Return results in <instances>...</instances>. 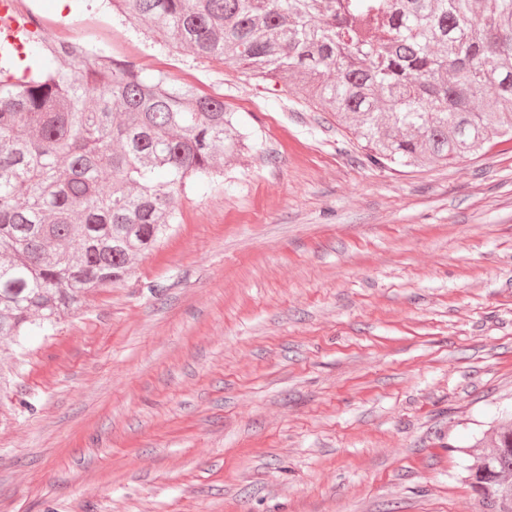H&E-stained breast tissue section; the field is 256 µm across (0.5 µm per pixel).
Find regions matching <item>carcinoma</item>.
<instances>
[{"mask_svg": "<svg viewBox=\"0 0 512 512\" xmlns=\"http://www.w3.org/2000/svg\"><path fill=\"white\" fill-rule=\"evenodd\" d=\"M111 2L195 57L294 83L376 165L512 137V0ZM26 49L27 74L0 69V337L13 338L125 282L186 185L253 147L221 97L75 43L31 35ZM464 472L475 512H512V421Z\"/></svg>", "mask_w": 512, "mask_h": 512, "instance_id": "cac0c4a2", "label": "carcinoma"}]
</instances>
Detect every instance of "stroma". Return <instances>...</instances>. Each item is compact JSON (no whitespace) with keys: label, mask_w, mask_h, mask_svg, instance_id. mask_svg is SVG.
<instances>
[{"label":"stroma","mask_w":512,"mask_h":512,"mask_svg":"<svg viewBox=\"0 0 512 512\" xmlns=\"http://www.w3.org/2000/svg\"><path fill=\"white\" fill-rule=\"evenodd\" d=\"M31 28L222 97L254 146L131 278L0 339V512H474L512 413V140L369 162L335 115L123 25Z\"/></svg>","instance_id":"stroma-1"}]
</instances>
